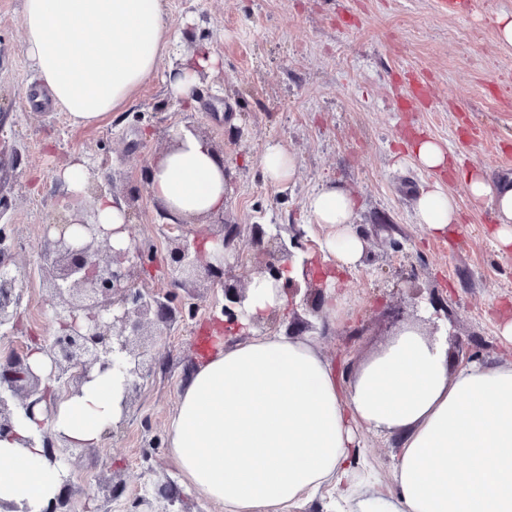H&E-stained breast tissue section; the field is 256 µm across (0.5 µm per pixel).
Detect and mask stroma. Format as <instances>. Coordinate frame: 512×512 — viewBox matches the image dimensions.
Wrapping results in <instances>:
<instances>
[{"instance_id":"obj_1","label":"stroma","mask_w":512,"mask_h":512,"mask_svg":"<svg viewBox=\"0 0 512 512\" xmlns=\"http://www.w3.org/2000/svg\"><path fill=\"white\" fill-rule=\"evenodd\" d=\"M21 11L22 0H0V196L10 202L0 222L14 227L21 278L20 323L0 330V351L43 341L53 330L41 243L45 225L70 203L54 175L74 158L106 165L114 195L128 205L130 237L155 248L143 282L161 287L169 229L145 169L187 128L224 162L225 222L277 224L287 240L302 232L305 247L294 260H312L316 271L333 263L307 198L331 183L356 200L351 229L365 239L364 256L327 289L328 320L299 299L258 332L285 330L296 316L313 322L301 337L337 372L357 368L407 326L445 342L453 360L463 341L480 364L512 362V341L501 334L512 322V247L494 235L491 203L474 202L466 189L471 170L493 179L512 174V45L492 23L512 12V0H488L477 13L442 10L439 0H165V21L182 38L162 67L201 43L221 67L199 77L190 103L173 101L152 76L120 111L86 126L57 106L34 103L38 79ZM421 136L444 145L448 170L414 161L409 145ZM270 144L294 155L290 183L264 177L260 157ZM436 183L456 198L462 221L435 235L417 224L414 205ZM413 267L423 291L417 298L401 278ZM224 286L193 282L197 315L176 318L153 346L164 364L133 398L122 428L104 435L93 460L74 459V512H127L137 497L156 510L155 485L178 483L168 423L196 367L199 340L220 313ZM430 290L444 298L447 316H435ZM357 439L368 466L388 481L398 436L361 429ZM116 480L126 486L117 498Z\"/></svg>"}]
</instances>
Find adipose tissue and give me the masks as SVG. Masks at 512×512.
I'll list each match as a JSON object with an SVG mask.
<instances>
[{"mask_svg": "<svg viewBox=\"0 0 512 512\" xmlns=\"http://www.w3.org/2000/svg\"><path fill=\"white\" fill-rule=\"evenodd\" d=\"M21 24L42 87L76 125L119 111L156 73L172 98L189 99L200 73L218 64L201 45L161 69L181 38L164 21L163 0H23ZM466 181L473 200L492 203L497 240L512 245V183L479 171ZM150 189L174 222L222 211L224 164L181 130ZM355 207L334 186L306 201L327 230L324 250L342 267L364 252L350 229ZM415 219L441 234L458 222V205L436 183L418 197ZM212 339L179 398L168 444L182 484L224 512H290L325 486L336 512H512V363L450 368L447 346L409 327L344 387L303 340ZM122 398V376L106 374L60 395L52 411L15 419L14 438L0 439V503L42 512L60 487L39 443L43 428L69 447H98L122 417ZM361 428L401 435L388 483L360 462Z\"/></svg>", "mask_w": 512, "mask_h": 512, "instance_id": "obj_1", "label": "adipose tissue"}]
</instances>
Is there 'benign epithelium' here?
<instances>
[{"label": "benign epithelium", "mask_w": 512, "mask_h": 512, "mask_svg": "<svg viewBox=\"0 0 512 512\" xmlns=\"http://www.w3.org/2000/svg\"><path fill=\"white\" fill-rule=\"evenodd\" d=\"M103 172L89 167L87 192L93 202L71 207L63 222L49 225L44 231L43 259L46 262L50 290L51 322L56 325L53 336L43 347L52 364L51 378L58 392L75 394L80 388L104 374L120 369L124 374L123 408H129L132 397L156 371L159 359H144V336L147 329L160 337L170 326L175 314H195V303L185 302L182 292L187 280L194 278L212 285L223 282L224 263L206 259L195 240L177 236L171 240L167 281L172 288L159 294L139 283L140 272L154 263L153 246L144 242L117 249L112 245L113 231L97 221L99 176ZM220 228L224 252L232 250L241 237L237 224L224 223V213L211 215ZM251 255L259 278L272 283L290 297L300 293L304 299L325 298L327 278L317 277L310 267L303 268L306 291L293 279L283 278L291 258L280 236L267 233L254 224L249 234ZM14 246L12 225H0V328L14 323L20 301L18 270L11 267L9 254ZM249 289L224 285V340H239L241 319L246 315ZM29 351L13 352L0 361V438L12 433L19 415L35 417L41 404L50 408L49 389L41 388V377L33 372ZM44 456L52 465L70 463L73 456L83 457L85 448H69L44 431L40 435ZM70 477L62 480L60 492L42 512H70ZM164 501L162 512L182 502L177 488L170 482L157 489Z\"/></svg>", "instance_id": "obj_1"}]
</instances>
